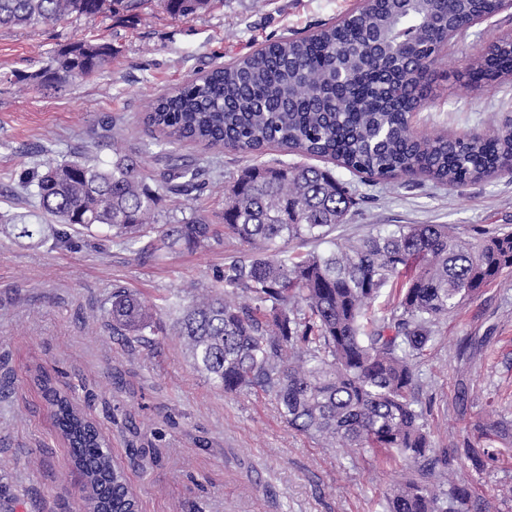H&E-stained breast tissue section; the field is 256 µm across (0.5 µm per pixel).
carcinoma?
Segmentation results:
<instances>
[{
	"label": "carcinoma",
	"instance_id": "obj_1",
	"mask_svg": "<svg viewBox=\"0 0 512 512\" xmlns=\"http://www.w3.org/2000/svg\"><path fill=\"white\" fill-rule=\"evenodd\" d=\"M157 2L187 19L212 0H0V27L54 25L66 18L133 16ZM498 0H362L336 22L297 38L265 44L148 103L144 123L182 142L259 153L279 146L327 158L352 174L387 183L425 176L464 187L512 168V123L494 133L420 139L410 114L434 98L430 66L448 32L462 20L486 16ZM110 45L76 42L61 48L55 66L34 75L61 84L79 69L98 72ZM477 90L512 76V41L490 44L467 67ZM201 170L176 166L171 179L192 184ZM40 208L56 224H16L18 237L40 239L55 225L103 224L129 244L159 223L160 197L146 183L135 152L114 150L112 164L48 162L27 177ZM353 192L331 170L286 163L254 164L231 183L224 199V235L245 248L217 275L207 294L166 308L181 312L177 333L197 369L224 392L255 389L272 396L289 426L325 447L394 452L417 474L393 485L387 512H448L444 498L468 512L466 486L448 492L431 479L448 473V452L431 457L429 436L411 394L413 360L433 338V325L481 288L512 272V232L463 238L447 224H398L357 241L336 242ZM197 211L162 225L161 246L199 247L211 239ZM293 242L326 245L306 254ZM396 301L379 318L374 303L386 288ZM112 329L155 334L158 311L124 288L112 292ZM59 436L72 445L82 477L81 512H139L124 468L95 422L36 370ZM463 458L480 471L492 448L468 447Z\"/></svg>",
	"mask_w": 512,
	"mask_h": 512
}]
</instances>
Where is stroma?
Segmentation results:
<instances>
[{
  "mask_svg": "<svg viewBox=\"0 0 512 512\" xmlns=\"http://www.w3.org/2000/svg\"><path fill=\"white\" fill-rule=\"evenodd\" d=\"M357 0H214L178 20L157 6L137 17L70 18L46 28L0 27V512H79L81 479L48 404L31 380L44 368L112 444L140 512H385L402 461L374 448H324L289 427L279 404L261 393L223 389L197 370L173 331L174 314L153 336H118L106 322L112 289L149 305L171 294L191 301L241 245L224 236V188L246 167L308 164L281 147L262 157L185 143L159 150L143 121L149 100L261 44L301 37L351 11ZM512 33V10L461 33L432 64L438 95L411 115L421 135L482 133L512 119V79L492 92L471 89L470 57ZM111 44L115 58L99 72L41 87L33 76L75 42ZM139 150L163 213L201 209L212 222L209 245L152 249L153 235L126 245L106 227L71 232L68 242L32 244L9 224L47 218L21 174L50 160L112 162L110 125ZM176 164H196L202 185L169 191ZM356 204L338 240L375 227L452 224L465 235L512 229V171L462 188L425 177L368 182L343 168ZM414 362L417 408L431 445L455 452L493 448L497 460L478 472L458 465L479 512H512V272L483 288L434 327ZM508 428L489 431L490 422Z\"/></svg>",
  "mask_w": 512,
  "mask_h": 512,
  "instance_id": "35a3bbf8",
  "label": "stroma"
}]
</instances>
